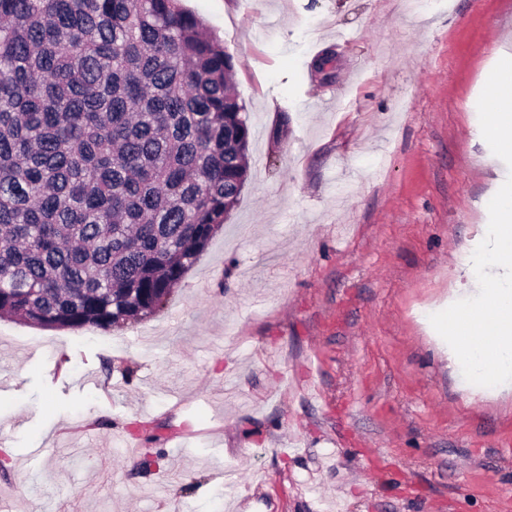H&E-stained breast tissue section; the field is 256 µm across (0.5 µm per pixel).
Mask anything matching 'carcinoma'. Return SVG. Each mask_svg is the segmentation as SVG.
Returning <instances> with one entry per match:
<instances>
[{
    "label": "carcinoma",
    "instance_id": "1",
    "mask_svg": "<svg viewBox=\"0 0 512 512\" xmlns=\"http://www.w3.org/2000/svg\"><path fill=\"white\" fill-rule=\"evenodd\" d=\"M232 69L182 0H0V318L159 309L247 180Z\"/></svg>",
    "mask_w": 512,
    "mask_h": 512
}]
</instances>
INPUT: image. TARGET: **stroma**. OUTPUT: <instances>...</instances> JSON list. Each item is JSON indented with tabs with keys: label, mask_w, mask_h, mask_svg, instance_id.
Returning a JSON list of instances; mask_svg holds the SVG:
<instances>
[{
	"label": "stroma",
	"mask_w": 512,
	"mask_h": 512,
	"mask_svg": "<svg viewBox=\"0 0 512 512\" xmlns=\"http://www.w3.org/2000/svg\"><path fill=\"white\" fill-rule=\"evenodd\" d=\"M249 176L154 315L0 319L11 512H512V392L448 359L506 164L477 101L512 0H183Z\"/></svg>",
	"instance_id": "stroma-1"
}]
</instances>
